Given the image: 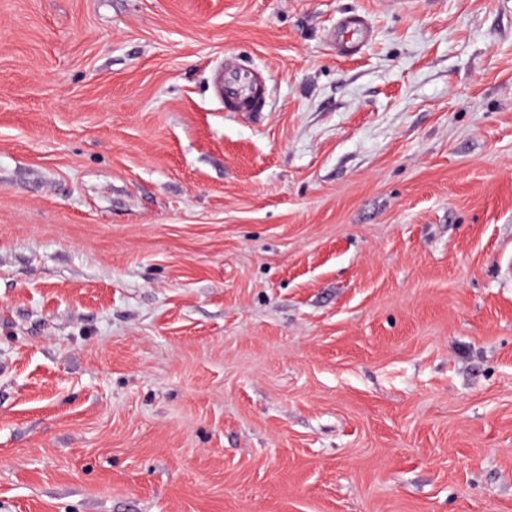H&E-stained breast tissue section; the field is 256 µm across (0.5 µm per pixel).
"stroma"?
I'll return each mask as SVG.
<instances>
[{
  "label": "stroma",
  "instance_id": "35a3bbf8",
  "mask_svg": "<svg viewBox=\"0 0 512 512\" xmlns=\"http://www.w3.org/2000/svg\"><path fill=\"white\" fill-rule=\"evenodd\" d=\"M510 262L512 0H0V512H512ZM212 84L217 95L224 97V109L230 112H260L265 107L258 74L240 68L233 61H226L224 67L213 73Z\"/></svg>",
  "mask_w": 512,
  "mask_h": 512
}]
</instances>
